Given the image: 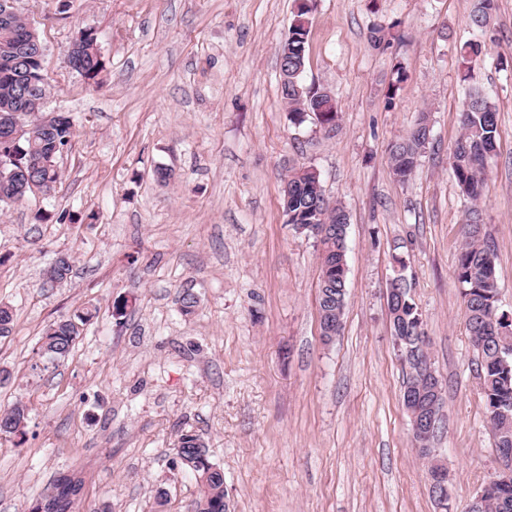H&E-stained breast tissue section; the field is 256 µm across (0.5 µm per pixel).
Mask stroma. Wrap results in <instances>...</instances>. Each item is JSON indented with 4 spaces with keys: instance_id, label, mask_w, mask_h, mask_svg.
Returning a JSON list of instances; mask_svg holds the SVG:
<instances>
[{
    "instance_id": "1",
    "label": "stroma",
    "mask_w": 512,
    "mask_h": 512,
    "mask_svg": "<svg viewBox=\"0 0 512 512\" xmlns=\"http://www.w3.org/2000/svg\"><path fill=\"white\" fill-rule=\"evenodd\" d=\"M298 2L16 0L44 45L45 109L77 132L55 193L0 212V303L14 312L0 407L27 409L22 433L0 435V512H36L64 475L80 486L67 512H187L185 433L223 469L229 512H440L401 404L386 306L399 257L445 386L434 446L452 512L501 469L454 270L477 211L512 314V0L482 29L478 0H308L302 82L332 96V130L312 114L293 125L281 95L277 45ZM81 28L104 62L90 81L66 62ZM475 40L486 50L463 64ZM471 85L498 124L477 204L449 165ZM423 112L429 144L401 183L389 148ZM302 165L349 215L343 328L327 346L318 247L281 206L282 175ZM59 252L72 272L50 288ZM87 308L69 357L35 368L48 326Z\"/></svg>"
}]
</instances>
